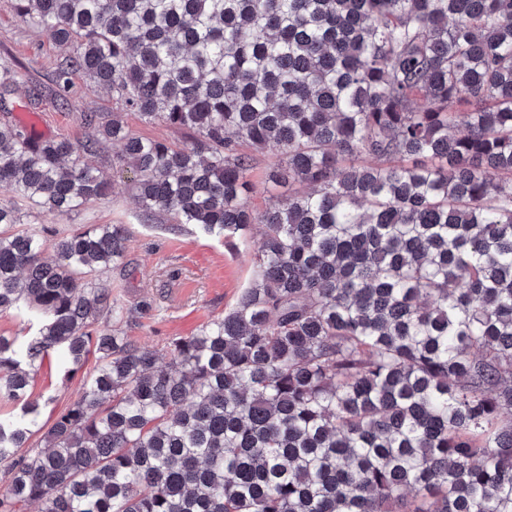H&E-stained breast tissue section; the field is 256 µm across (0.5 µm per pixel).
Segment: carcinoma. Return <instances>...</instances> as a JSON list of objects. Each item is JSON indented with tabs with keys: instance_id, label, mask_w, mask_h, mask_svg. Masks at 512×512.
<instances>
[{
	"instance_id": "carcinoma-1",
	"label": "carcinoma",
	"mask_w": 512,
	"mask_h": 512,
	"mask_svg": "<svg viewBox=\"0 0 512 512\" xmlns=\"http://www.w3.org/2000/svg\"><path fill=\"white\" fill-rule=\"evenodd\" d=\"M17 22L76 53L73 71L122 115L142 212L196 224L252 257L234 308L169 361L125 336L131 311L99 276L123 224L17 232L0 204V311L40 327L0 336L9 482L0 512H512V0H14ZM26 82L0 66V90ZM95 141L0 123V187L54 217L116 185L80 161ZM288 196L258 214L254 156ZM261 224L259 239L252 224ZM54 258H43L45 247ZM76 398L25 448L26 401L49 351ZM37 327L38 319L35 312L22 302L17 307L0 312V336L15 338L20 349Z\"/></svg>"
}]
</instances>
